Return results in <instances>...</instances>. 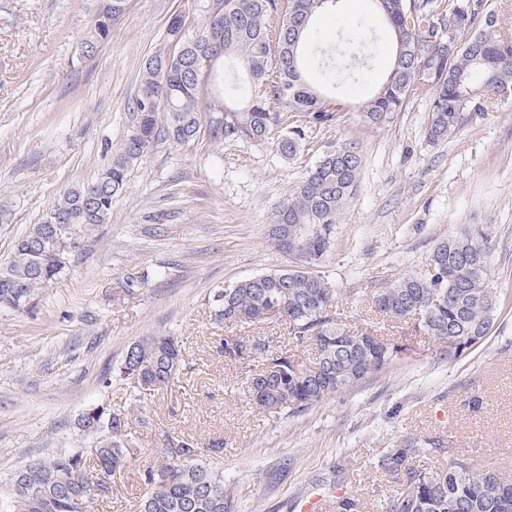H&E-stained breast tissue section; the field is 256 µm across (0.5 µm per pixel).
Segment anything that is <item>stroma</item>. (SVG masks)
Wrapping results in <instances>:
<instances>
[{
  "instance_id": "35a3bbf8",
  "label": "stroma",
  "mask_w": 512,
  "mask_h": 512,
  "mask_svg": "<svg viewBox=\"0 0 512 512\" xmlns=\"http://www.w3.org/2000/svg\"><path fill=\"white\" fill-rule=\"evenodd\" d=\"M209 0H127L94 55L81 40L100 0H0V265L69 188L94 181L131 124L145 61L168 49L182 15L193 31ZM364 26L376 40L355 79L336 90V119L309 129L296 156L275 140L182 145L160 138L127 172L109 223L89 228L66 270L26 310L0 309V487L27 461L82 443L77 420L104 404L128 415L130 455L110 491L88 512H138L143 472L158 466L164 435L206 447L231 490L232 512H302L315 482L341 466L370 512L393 485L377 460L405 437L443 436L474 468L512 476V97H494L446 140L425 137L431 97H408L389 123H365L360 105L391 64L388 33L370 0H338L315 21L318 44L336 45ZM353 142L362 163L340 212L332 249L316 266L340 291L343 322L362 328L376 289L428 271L429 256L468 224L494 227L488 278L500 308L488 335L449 359L444 345L411 325L390 336L400 358L310 409L272 417L242 393L245 373L217 351L239 325L213 319L217 289L288 268L272 244L270 217L319 158ZM173 329L186 349L177 381L133 396L101 383L131 344ZM479 397L482 406L469 411Z\"/></svg>"
}]
</instances>
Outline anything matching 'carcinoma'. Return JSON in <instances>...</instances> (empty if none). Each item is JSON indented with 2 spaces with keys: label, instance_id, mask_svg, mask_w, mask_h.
<instances>
[{
  "label": "carcinoma",
  "instance_id": "carcinoma-1",
  "mask_svg": "<svg viewBox=\"0 0 512 512\" xmlns=\"http://www.w3.org/2000/svg\"><path fill=\"white\" fill-rule=\"evenodd\" d=\"M215 10L203 16L196 32L183 34V52L170 60L160 51L147 59L135 101L132 123L111 164L92 183L66 190L48 214L61 217L54 232L50 224H33L17 241L10 260L0 266V308L23 311L35 291L46 287L67 267L80 247L83 229L109 223L112 199L121 192L129 167L142 158L160 136L176 143L194 140L201 128L211 139L263 141L280 130L276 146L291 157L305 136L301 126H283L279 104L301 112L309 127L333 122L335 110L324 93L308 81L313 64L321 65L325 80L336 85L355 76L353 66L339 69L335 56L374 42L361 28L343 36L338 48L315 43V18L338 0H287L278 10L275 0H215ZM387 29L392 66L386 78L361 106L371 126L389 122L402 111L408 96L431 92V117L426 137L447 139L475 114L487 111L490 94L512 90V36L495 30L485 18L475 28L481 0H448V13L439 17L437 0H371ZM123 13L118 0H102L85 33L81 50L93 54L106 40L112 23ZM455 40L461 48L450 54L430 52L432 41ZM231 61L242 79L224 85L218 63ZM480 71L485 89L473 86ZM214 82L222 103L206 110L202 88ZM167 112L158 125V112ZM360 166L359 147L341 142L324 154L275 208L271 232H288V270L262 273L214 294L215 320L255 325L282 320L288 343H313V368L293 359L274 336L260 333L223 339L224 357L247 367L246 393L257 407L273 416L294 414L325 397L345 391L379 372L405 348L381 334L375 325L351 330L336 308L338 289L310 268L329 252L337 217L353 195ZM491 224H470L438 244L429 257V271L376 290L375 311L385 318L413 324L440 340L448 356L458 357L488 334L499 307V296L487 279L493 250ZM183 341L170 331L153 332L134 342L116 378L129 393L168 386L182 369ZM128 418L104 406H94L80 419V429L93 448L62 449L32 460L11 478L7 501L0 512H85V504L109 491L108 481L127 461ZM163 464L143 473L149 488L139 512H229L231 493L224 471L206 459L190 436L165 435ZM448 453L440 437H415L387 449L378 466L395 484L384 498L382 512H512V478L493 470H475L454 458L429 468L415 457ZM354 476L336 471L327 484L334 512H364L352 490Z\"/></svg>",
  "mask_w": 512,
  "mask_h": 512
}]
</instances>
